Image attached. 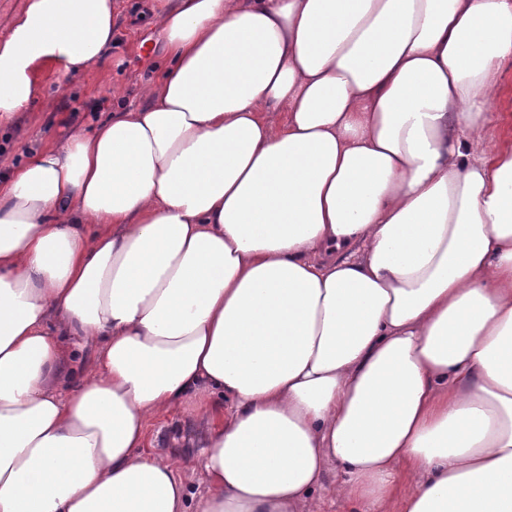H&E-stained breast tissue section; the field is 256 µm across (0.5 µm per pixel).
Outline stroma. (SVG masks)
Segmentation results:
<instances>
[{"label":"stroma","instance_id":"stroma-1","mask_svg":"<svg viewBox=\"0 0 512 512\" xmlns=\"http://www.w3.org/2000/svg\"><path fill=\"white\" fill-rule=\"evenodd\" d=\"M143 0H123L117 19L118 40L105 59L82 77L66 80L54 72H45L44 99L29 111L20 113L11 126L0 125V158L23 162L34 148L56 143L74 128L88 125L91 116L108 117L116 108L143 105L140 86L156 77L167 61V47L158 32L154 14L145 12ZM118 87L117 102L97 108L102 89ZM146 454L179 458V476L198 500L206 491L200 466V451L195 446V425L185 416L170 413L149 421Z\"/></svg>","mask_w":512,"mask_h":512}]
</instances>
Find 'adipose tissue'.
Here are the masks:
<instances>
[{
  "mask_svg": "<svg viewBox=\"0 0 512 512\" xmlns=\"http://www.w3.org/2000/svg\"><path fill=\"white\" fill-rule=\"evenodd\" d=\"M25 0L0 120L112 45ZM143 107L0 176V512H512V0H159ZM95 348L76 361L72 339ZM190 417L207 492L143 453ZM498 116L488 127V138L494 141L512 139V65L503 70L501 95L494 107ZM336 484V467L333 466L330 470L324 484L321 488L316 490L313 494L314 508L319 512H351L353 506L345 500L336 497L334 487Z\"/></svg>",
  "mask_w": 512,
  "mask_h": 512,
  "instance_id": "adipose-tissue-1",
  "label": "adipose tissue"
}]
</instances>
